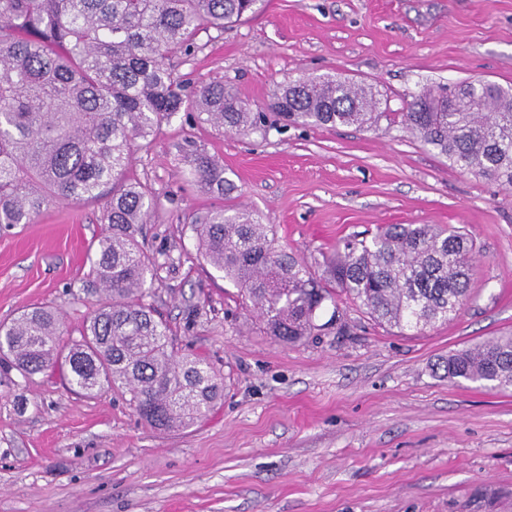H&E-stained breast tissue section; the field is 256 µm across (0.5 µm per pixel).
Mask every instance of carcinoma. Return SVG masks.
<instances>
[{
	"label": "carcinoma",
	"instance_id": "1",
	"mask_svg": "<svg viewBox=\"0 0 512 512\" xmlns=\"http://www.w3.org/2000/svg\"><path fill=\"white\" fill-rule=\"evenodd\" d=\"M264 0H0V226L29 224L57 201L79 203L112 186L107 224L90 257L86 287L104 301L80 336L52 308H27L0 324V364L26 379L64 359L69 382L87 396L120 389L158 429L191 426L224 397L223 382L182 353L169 325L144 302L154 257L136 239L153 201L121 176L177 112H196L232 133L262 126L222 83L186 93L166 64L191 51L199 30L222 29L260 12ZM282 84L268 108L289 124L398 127L450 164L512 189V87L481 82L425 88L400 112H377L368 85L300 77ZM185 161L200 186L234 189L224 166L191 144ZM205 260L253 303L266 331L296 344L314 331L334 289L378 323L422 332L446 323L468 298L473 243L435 224H388L371 239L346 238L316 276L305 260L275 247L271 225L246 210L219 208L193 225ZM68 336L66 346L60 337ZM448 380L512 388V334L448 353Z\"/></svg>",
	"mask_w": 512,
	"mask_h": 512
}]
</instances>
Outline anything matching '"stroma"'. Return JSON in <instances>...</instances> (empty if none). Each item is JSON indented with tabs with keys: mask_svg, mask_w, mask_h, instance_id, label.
I'll use <instances>...</instances> for the list:
<instances>
[{
	"mask_svg": "<svg viewBox=\"0 0 512 512\" xmlns=\"http://www.w3.org/2000/svg\"><path fill=\"white\" fill-rule=\"evenodd\" d=\"M196 45L171 56L175 74L191 89L224 83L255 111L285 81L330 75L398 112L427 84L512 86V0H266ZM189 141L223 164L231 194L197 185ZM125 176L155 199L137 235L159 264L148 301L224 398L160 430L120 391L86 398L57 371L0 373V512H512V390L436 369L512 330V190L384 124L234 134L194 112L165 122ZM104 204L54 203L0 227V322L42 303L81 327L101 300L82 285ZM222 206L274 225L276 247L316 273L341 240L386 224L461 229L475 247L469 298L418 334L342 295L344 332L283 344L197 251L194 221Z\"/></svg>",
	"mask_w": 512,
	"mask_h": 512,
	"instance_id": "35a3bbf8",
	"label": "stroma"
}]
</instances>
